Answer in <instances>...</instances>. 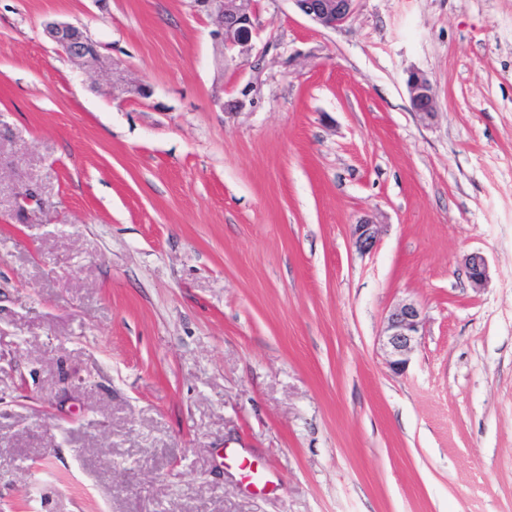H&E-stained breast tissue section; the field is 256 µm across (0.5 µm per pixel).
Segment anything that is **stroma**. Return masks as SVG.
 I'll return each instance as SVG.
<instances>
[{"mask_svg":"<svg viewBox=\"0 0 512 512\" xmlns=\"http://www.w3.org/2000/svg\"><path fill=\"white\" fill-rule=\"evenodd\" d=\"M213 27L0 0V512H512V0H358L334 30L257 0L240 67ZM46 32L80 67L110 73L111 76L120 72V63L102 54L98 44L82 29L69 23L52 22L46 26ZM406 85L411 111L422 122L433 120L437 112L433 85L428 75L420 70H410L408 71ZM370 219H363L351 228V239L356 250L367 254L377 248L379 244L380 228ZM464 268L473 289L484 288L489 279V267L486 258L480 253H472L465 258ZM423 312L413 300L396 304L385 319L379 337L380 349L386 364L395 373H403L419 343Z\"/></svg>","mask_w":512,"mask_h":512,"instance_id":"obj_1","label":"stroma"}]
</instances>
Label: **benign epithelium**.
Returning <instances> with one entry per match:
<instances>
[{
    "label": "benign epithelium",
    "mask_w": 512,
    "mask_h": 512,
    "mask_svg": "<svg viewBox=\"0 0 512 512\" xmlns=\"http://www.w3.org/2000/svg\"><path fill=\"white\" fill-rule=\"evenodd\" d=\"M297 10L322 28L336 29L353 16L358 0H291ZM193 8L210 17L215 25L213 36L224 55V61L241 65L239 58L249 50L253 34L256 0H193ZM46 32L57 46L77 65L87 70L112 75L119 72L120 63L108 58L82 29L69 24L52 22ZM406 85L411 111L423 122L436 116L433 85L428 75L420 70L408 71ZM112 93L126 99L146 98L150 90L143 84L126 80L112 82ZM380 228L370 219L352 225L351 239L356 250L367 254L379 244ZM467 278L475 290L488 282L489 267L480 253L465 258ZM423 312L413 300L396 304L385 319L379 337L380 349L386 364L395 373L404 372L419 343Z\"/></svg>",
    "instance_id": "obj_1"
}]
</instances>
